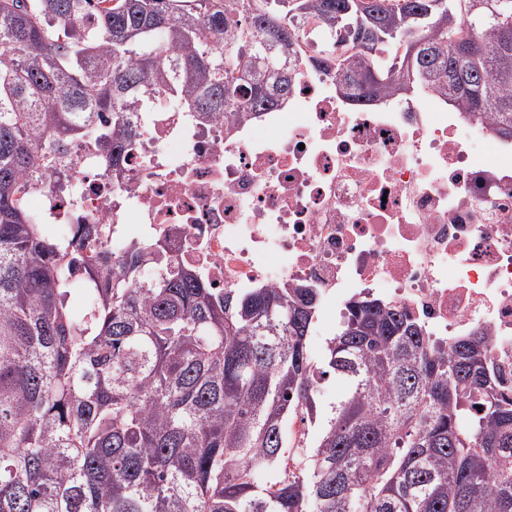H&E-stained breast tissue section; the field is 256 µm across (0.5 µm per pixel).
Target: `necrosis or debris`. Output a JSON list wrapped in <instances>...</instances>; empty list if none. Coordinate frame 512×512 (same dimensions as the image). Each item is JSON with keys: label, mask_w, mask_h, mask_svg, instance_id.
I'll return each mask as SVG.
<instances>
[{"label": "necrosis or debris", "mask_w": 512, "mask_h": 512, "mask_svg": "<svg viewBox=\"0 0 512 512\" xmlns=\"http://www.w3.org/2000/svg\"><path fill=\"white\" fill-rule=\"evenodd\" d=\"M120 170L87 146L28 199L50 224H100L110 244L166 242L225 292L318 289L392 301L442 342L485 333L512 380V140L429 89L350 105L309 70L285 106L242 122L139 114Z\"/></svg>", "instance_id": "1"}]
</instances>
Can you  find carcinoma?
<instances>
[{"mask_svg":"<svg viewBox=\"0 0 512 512\" xmlns=\"http://www.w3.org/2000/svg\"><path fill=\"white\" fill-rule=\"evenodd\" d=\"M310 52L351 102L436 89L512 139V0H0V512H512V390L483 333L445 352L359 296L318 365L315 289L227 295L24 206L82 143L120 168L162 94L237 120L286 104Z\"/></svg>","mask_w":512,"mask_h":512,"instance_id":"1","label":"carcinoma"}]
</instances>
